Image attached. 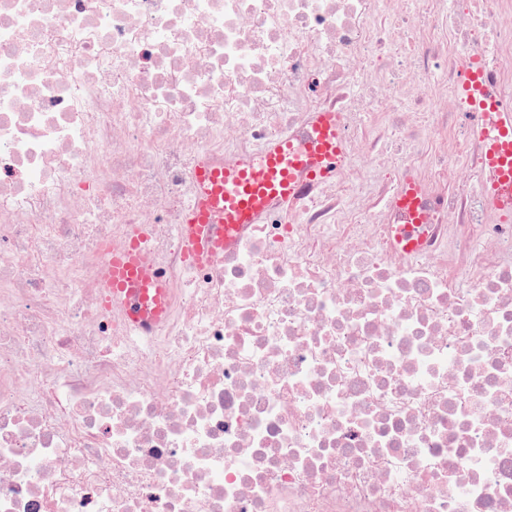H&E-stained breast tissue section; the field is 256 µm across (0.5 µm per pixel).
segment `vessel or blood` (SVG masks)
<instances>
[{
    "label": "vessel or blood",
    "mask_w": 512,
    "mask_h": 512,
    "mask_svg": "<svg viewBox=\"0 0 512 512\" xmlns=\"http://www.w3.org/2000/svg\"><path fill=\"white\" fill-rule=\"evenodd\" d=\"M455 95L485 117L475 127L489 173L481 193L499 206L502 197L512 198V104L497 96L484 60L475 56L464 58ZM344 122V113L316 112L306 130L274 138L256 153L226 158L223 169L200 164L197 201L182 228L185 250L196 261H212L270 208L290 205L310 185L338 179L346 157ZM100 297L120 305L134 329H150L161 318L166 285L139 241L113 252L100 277Z\"/></svg>",
    "instance_id": "vessel-or-blood-1"
}]
</instances>
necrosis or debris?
I'll use <instances>...</instances> for the list:
<instances>
[{"label":"necrosis or debris","instance_id":"necrosis-or-debris-1","mask_svg":"<svg viewBox=\"0 0 512 512\" xmlns=\"http://www.w3.org/2000/svg\"><path fill=\"white\" fill-rule=\"evenodd\" d=\"M402 2L0 0V512H512V225L435 106L469 53L512 99V0ZM326 110L344 176L193 262L201 157ZM133 225L148 333L99 297Z\"/></svg>","mask_w":512,"mask_h":512}]
</instances>
